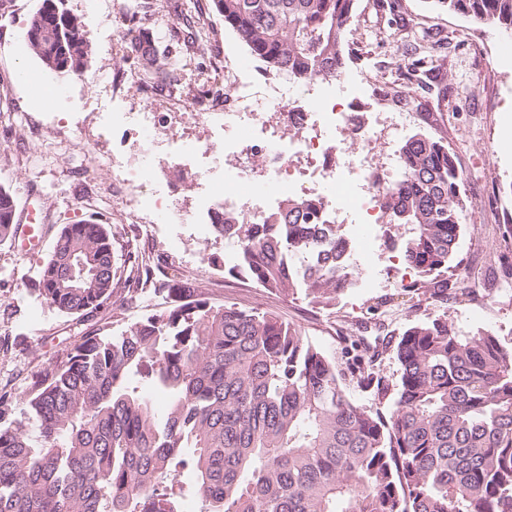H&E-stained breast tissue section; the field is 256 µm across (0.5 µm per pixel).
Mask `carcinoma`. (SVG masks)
<instances>
[{"instance_id":"1","label":"carcinoma","mask_w":512,"mask_h":512,"mask_svg":"<svg viewBox=\"0 0 512 512\" xmlns=\"http://www.w3.org/2000/svg\"><path fill=\"white\" fill-rule=\"evenodd\" d=\"M266 69L307 84L345 72L354 0H212ZM434 8L512 29V0H432ZM201 26L172 40L209 38ZM25 40L46 76L82 72L90 43L63 0H42ZM143 32L127 40L142 85L173 91L177 53ZM443 68L430 52L397 86ZM402 177L386 190L389 224L407 227L400 255L417 279V305L471 299L454 264L466 220L462 173L444 136L415 133L397 151ZM13 195L0 188V243L11 240ZM315 198L285 199L262 224L227 216L215 233L239 243L228 269L267 291L336 305L353 275L352 243L321 231ZM106 224L64 225L38 280L39 296L82 321L114 304L127 282L112 265ZM82 266L85 282L71 280ZM456 271L455 284L445 274ZM168 309L118 335L102 327L50 363L0 425V512H176L196 496L204 512H512V346L469 335L447 314L418 317L346 348L347 370L278 316L215 304L196 282L171 289ZM389 356L395 383L383 375ZM387 410L356 402L345 381ZM169 399L156 416L140 390ZM191 474L182 484L180 476Z\"/></svg>"}]
</instances>
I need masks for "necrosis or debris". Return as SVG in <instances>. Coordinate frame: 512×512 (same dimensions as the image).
I'll use <instances>...</instances> for the list:
<instances>
[{
	"instance_id": "necrosis-or-debris-1",
	"label": "necrosis or debris",
	"mask_w": 512,
	"mask_h": 512,
	"mask_svg": "<svg viewBox=\"0 0 512 512\" xmlns=\"http://www.w3.org/2000/svg\"><path fill=\"white\" fill-rule=\"evenodd\" d=\"M317 111L297 101L257 98L238 73L227 71L222 92H202L186 112H116L112 126L135 133L140 158L122 180L118 201L133 216L152 224H192L211 239L216 214L263 223L272 206L288 198L322 201L329 228H341L358 241L350 256L355 269L350 286L375 288L382 270L376 264L385 218L381 197L395 181V156L374 165L370 153L383 130L369 125L323 82L312 85ZM206 123L208 138L174 127ZM166 148L176 172L199 178L202 188L193 208L176 202L177 185L153 179L158 148Z\"/></svg>"
}]
</instances>
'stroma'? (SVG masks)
Listing matches in <instances>:
<instances>
[{
  "mask_svg": "<svg viewBox=\"0 0 512 512\" xmlns=\"http://www.w3.org/2000/svg\"><path fill=\"white\" fill-rule=\"evenodd\" d=\"M41 0H9L0 15V187L9 190L18 205H29L39 215L44 236L35 250L21 252L13 243L0 245V399L9 412H16V398L28 392L40 373L62 353L71 350L80 337L108 326L120 333L142 316L164 309L165 293L151 284L133 288L132 301L102 310L79 322L59 314L36 290L39 271L61 227L81 220H97L112 228L115 249L122 264L119 276H128L125 258L135 253L152 271L174 264L180 278L196 280L205 295L218 304H233L277 315L300 328L312 341L332 355H340L341 339L335 320L366 315L369 308L387 307L397 314L398 326L418 316L411 293L402 284L413 281L398 260L405 236L401 226L390 225L381 241L384 261L391 265L390 279L378 288L346 292L335 308L309 303L304 296H283L262 288H240L227 273L200 270V254L223 257L222 244L204 241L194 229L170 224L145 227L131 224L114 210L112 182L120 166L133 163L137 153L134 136L111 141L98 135L100 126L111 125L116 112H178L187 97L197 94L194 82L198 67L210 66L214 56L225 65L246 61L244 77L262 87L274 81L265 64L251 57L247 46L225 28L211 0H198L202 19L212 26L211 42L191 48L180 73L175 95L160 92L153 97L140 84L103 86V79L132 72L123 60V50L107 53L101 43L113 37L107 18L89 15L83 0H66L87 34L91 53L77 76L65 78L67 100L54 108L32 100L20 74L42 72L40 61L26 42L16 41ZM406 16L418 18L438 32L437 50L450 76L448 94L439 99L412 88L408 107L433 114L438 124L433 135H444L457 155L463 174V192L469 205L466 231L458 255L462 265L482 274L485 283L498 286L502 269L498 256L504 248L503 223H512V55H502L503 38L512 29L481 25L460 15L437 11L430 0H402ZM350 53L347 72L364 89L354 99L356 111H378L373 91L391 79L397 66L410 63L412 52L396 27L378 8V0H355L353 16L345 32ZM470 302L449 303L446 312L465 332L493 331L512 345V293L498 294L485 303L484 315L472 317Z\"/></svg>",
  "mask_w": 512,
  "mask_h": 512,
  "instance_id": "stroma-1",
  "label": "stroma"
}]
</instances>
